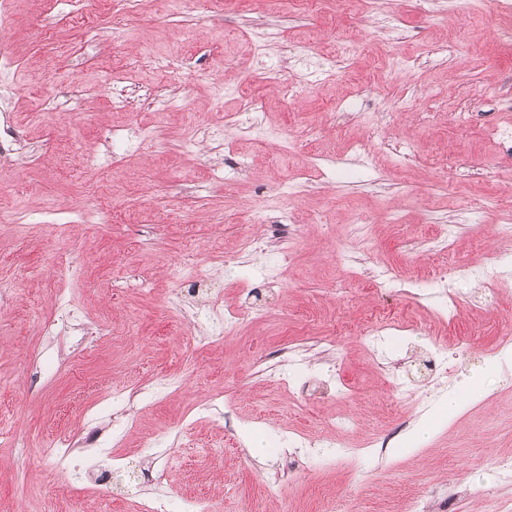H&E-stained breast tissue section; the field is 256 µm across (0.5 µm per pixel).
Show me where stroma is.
I'll use <instances>...</instances> for the list:
<instances>
[{"label":"stroma","mask_w":512,"mask_h":512,"mask_svg":"<svg viewBox=\"0 0 512 512\" xmlns=\"http://www.w3.org/2000/svg\"><path fill=\"white\" fill-rule=\"evenodd\" d=\"M85 10V0H0V56L9 76L0 121L22 138L17 161L0 169V208L14 213L13 223L0 224V281L11 286L0 297V512H68L64 499L38 493L48 482L66 484V475L34 458L56 435L87 436L90 408L99 411L100 428L120 437V474L100 512H138L152 493L168 495L170 512H185L201 493L218 512H323L327 502L348 499L357 512H403L408 498L421 495L427 512H487L492 503L512 512V477L485 465L488 456H512V359L488 364L512 329V239L496 235L500 213L485 204L498 198L512 206V162L492 133L512 123V109L475 101L485 86L512 94V20L497 0H360L351 11L340 0L311 7L294 0L281 13L258 12L245 0H201L193 14L157 0H112L111 10L83 24ZM117 14L127 24L119 40ZM256 28L272 33L263 57L246 38ZM348 31L350 53L297 100L257 81L273 66L305 80L292 47L322 48ZM142 49L177 64L157 71L132 63ZM116 82L130 98L127 108L112 104ZM177 91L183 108L158 126L145 95ZM249 96L264 101L273 126L293 133L316 126L317 140H298L286 155L281 143L237 131L193 155L182 149L188 115L217 122L242 111ZM403 97L416 111L379 140L368 138L363 121L333 120L337 112H388ZM452 110L470 113L469 124L450 121ZM425 112L431 122L422 121ZM112 125L149 130L157 146L121 162L123 186L104 223L88 200L107 175L94 157L107 147L103 129ZM353 136L365 140L370 171L346 146ZM398 140L414 147L404 168L387 149ZM218 164L233 176L230 186L215 182ZM308 165L336 175L295 178ZM280 184L288 191L277 201L279 213L297 222L287 273L268 288L263 255L212 265L216 247L237 245L236 211ZM384 196L400 210V223L377 211L362 232L347 224V204L375 208ZM444 226L458 246L439 253L429 243ZM188 231L194 261L224 285L225 309L269 290L263 320L219 346H208L204 335L207 307L184 311L187 293L167 272ZM363 234L371 243L365 255ZM492 256L505 274L482 305L472 303L481 283L439 277L440 265L459 269ZM72 257L74 275L58 281L54 263ZM382 263L416 296L369 287L364 270ZM335 280L343 288L333 294ZM62 290L91 322H109L111 337L81 347L68 328L46 327ZM378 309L425 326L373 355L349 326ZM436 339L447 343L448 363L432 377L419 361ZM286 346L299 347L300 365L275 363L273 353ZM387 365L413 383L406 397L391 396ZM474 373L480 380L466 410L424 448L381 454L369 447L389 433L404 438L422 400L437 401ZM161 377L179 378V390L160 388ZM115 391L134 393V424L122 420L125 404L109 402ZM216 393L232 419L211 409ZM338 414L350 419V430H329ZM289 428L316 438L334 433L354 452L339 457L325 448L308 456L285 446ZM254 433L266 440L263 455L249 450ZM146 440L168 448L149 455ZM141 463L155 476L143 489L124 477ZM274 482L282 497H268Z\"/></svg>","instance_id":"stroma-1"}]
</instances>
